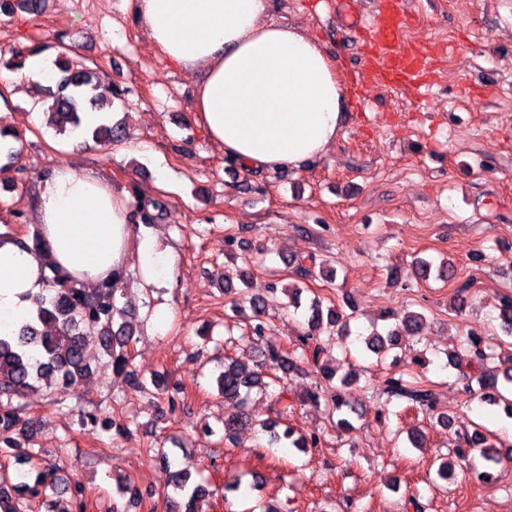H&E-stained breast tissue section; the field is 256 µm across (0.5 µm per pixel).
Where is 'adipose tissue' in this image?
I'll use <instances>...</instances> for the list:
<instances>
[{
	"mask_svg": "<svg viewBox=\"0 0 512 512\" xmlns=\"http://www.w3.org/2000/svg\"><path fill=\"white\" fill-rule=\"evenodd\" d=\"M269 0H133L148 39L197 77L196 119L248 171L297 168L321 157L343 123L344 89L318 43L267 22ZM36 232L74 279L120 283L137 255L146 283L168 280L174 259L139 237L126 196L91 173L53 169L40 181ZM40 255L0 240V334L33 314Z\"/></svg>",
	"mask_w": 512,
	"mask_h": 512,
	"instance_id": "adipose-tissue-1",
	"label": "adipose tissue"
}]
</instances>
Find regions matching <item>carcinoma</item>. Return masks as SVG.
I'll return each instance as SVG.
<instances>
[{
  "instance_id": "obj_1",
  "label": "carcinoma",
  "mask_w": 512,
  "mask_h": 512,
  "mask_svg": "<svg viewBox=\"0 0 512 512\" xmlns=\"http://www.w3.org/2000/svg\"><path fill=\"white\" fill-rule=\"evenodd\" d=\"M57 73L48 86V95L52 99L51 109L58 133L83 134L97 145L109 146L124 136V129L112 125L108 119L91 129H82L83 112H104L112 107V97L116 91L93 81L91 72L78 68L67 59L56 61ZM164 206L157 200H148L138 205L140 221L146 225L153 224L163 217ZM43 261L51 269L52 275L45 278L40 294L34 300L35 316L22 324L12 336H0V452L14 447L16 436L30 425L25 415L29 393L35 385L55 378L59 387L50 393L51 402L60 403L63 389L69 382L89 371L86 359L87 348L96 343L109 357L112 373L129 375L132 364L131 351L137 342L136 332L131 322L126 320L124 309L118 306L116 289L109 282H102L94 288H85L78 284L67 272L54 266L52 256L41 252ZM292 275L296 281L283 287L278 283L269 285L268 291L282 290L288 293V304L296 308L301 306L302 287L299 282L314 281L318 278L333 280V271L326 266V261H316V256H296L289 261ZM414 273L417 278L427 281L430 277L450 281L454 276L451 263L440 260L418 258L415 260ZM242 301L249 304L253 313V322L249 324L248 339L261 348L262 360L255 366L248 367L239 361L226 357L222 370L215 379L218 393L224 402L238 408V413L224 420V439H232L237 431L254 426H261L268 433V450L278 452L282 440L291 441L294 448H311L320 443L317 435L293 437V432L286 428L278 432L279 420L288 415L293 402L288 400L287 391H269L271 383L266 381L270 371H279L286 376L290 372H299L302 367L298 360H307L308 365H318L319 346L307 351L304 346L314 339V333L337 332L345 341L351 335L350 317L334 309L323 313L320 298H313L308 306L307 325L309 332L300 338L299 354L286 351L273 337L266 335L268 325L260 320L263 310V296L243 292ZM498 319L501 327L512 335V294L506 293L500 298ZM425 326L422 313L412 311L404 314L392 324L378 328L370 325V331L359 334L365 349L382 364L398 345L421 334ZM492 353L485 337L470 330L460 353L449 355L448 365L459 371L467 387L477 384L481 400L490 405L504 404V409L512 418V358L503 369H490L488 364ZM348 377L340 379V385H333L328 390L320 387L311 388L301 396V402L313 405L325 404L334 411L351 406L343 395V386ZM130 388L139 393H151L157 390L167 396L170 410H176L182 389L161 386L156 377L150 379L135 377ZM257 390L269 393L272 398L276 419L254 421L246 410L249 394ZM382 395L386 401H406L424 411L437 422L448 427L451 424L448 414L437 407L436 394L426 385L413 383L400 371L391 372L384 381ZM458 444L455 460L442 461L437 475L448 480L455 467L465 468L469 456L478 453L486 463L484 473L492 474L493 466L502 461L501 450L489 442L486 435L478 430L457 435ZM19 482H13L9 475L0 472V512H22L19 495L27 492L42 497V502L49 501L55 495L67 494L73 503L74 512H86L87 493L83 484L60 482L52 474L43 470L18 474ZM214 490L211 484L195 482L189 472L175 471L171 494L167 496L170 512H197V501L211 496Z\"/></svg>"
}]
</instances>
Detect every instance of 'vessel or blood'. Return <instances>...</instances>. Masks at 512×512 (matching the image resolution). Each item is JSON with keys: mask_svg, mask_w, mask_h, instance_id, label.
Segmentation results:
<instances>
[{"mask_svg": "<svg viewBox=\"0 0 512 512\" xmlns=\"http://www.w3.org/2000/svg\"><path fill=\"white\" fill-rule=\"evenodd\" d=\"M377 7L369 15H354L351 25L367 34L370 41L369 60L381 80L392 87L421 86L426 67L423 52L406 49L402 34L406 19L399 0H376Z\"/></svg>", "mask_w": 512, "mask_h": 512, "instance_id": "vessel-or-blood-1", "label": "vessel or blood"}]
</instances>
